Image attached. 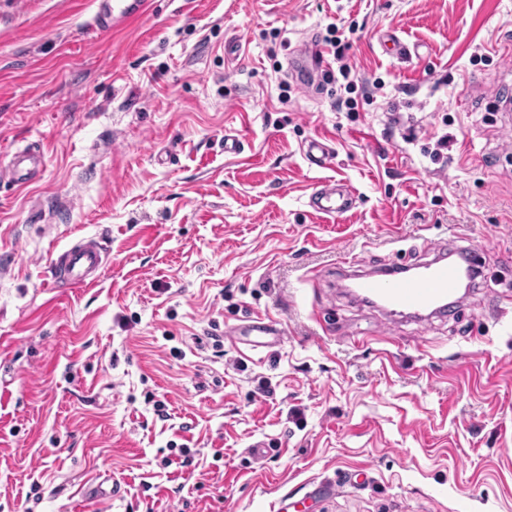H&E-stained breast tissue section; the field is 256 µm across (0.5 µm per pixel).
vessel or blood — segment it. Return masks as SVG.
<instances>
[{
	"instance_id": "obj_1",
	"label": "vessel or blood",
	"mask_w": 512,
	"mask_h": 512,
	"mask_svg": "<svg viewBox=\"0 0 512 512\" xmlns=\"http://www.w3.org/2000/svg\"><path fill=\"white\" fill-rule=\"evenodd\" d=\"M148 7V0H99L95 26L104 33L117 30L143 15ZM40 163V156L18 151L13 153L4 173L13 184L22 187L33 180ZM356 201L357 197L350 188L329 181L314 186L309 195L310 207L329 219L350 212ZM105 265L104 245L89 237L58 252L50 261L48 273L55 287L78 288L97 280ZM479 265V251L470 247L460 264L436 259L419 272L400 267L390 273L380 271L359 275L354 285L360 296L388 311H405L425 317L449 305L460 304L458 284L467 274H478ZM225 334L234 342L240 341L241 337L252 336L257 346L268 347L279 341L284 330L277 321L257 318L245 325L229 327Z\"/></svg>"
}]
</instances>
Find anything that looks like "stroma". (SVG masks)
<instances>
[{"mask_svg": "<svg viewBox=\"0 0 512 512\" xmlns=\"http://www.w3.org/2000/svg\"><path fill=\"white\" fill-rule=\"evenodd\" d=\"M149 2L101 35L95 0H0V163L45 159L0 183V512H512V0ZM333 33L381 83L354 112L289 70ZM327 180L358 196L333 222ZM79 237L103 274L52 287ZM466 246L483 273L449 316L340 286L345 257ZM258 316L279 343L225 336ZM105 466L122 496L89 503ZM41 164V156L29 151L15 152L3 173L7 175L13 184L22 187L34 180L37 169ZM357 197L348 187L331 181L314 186L309 195V205L326 218L335 220L350 212L356 205Z\"/></svg>", "mask_w": 512, "mask_h": 512, "instance_id": "stroma-1", "label": "stroma"}]
</instances>
